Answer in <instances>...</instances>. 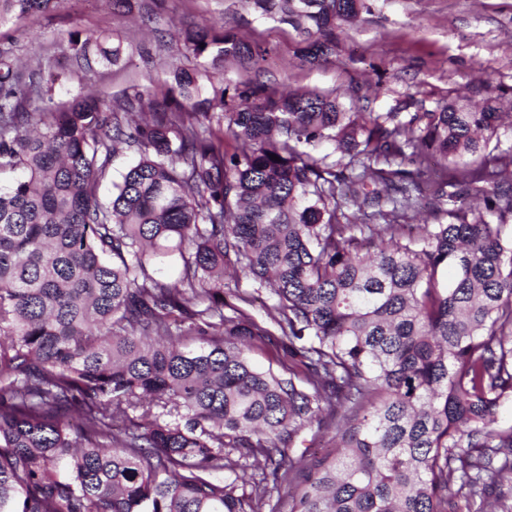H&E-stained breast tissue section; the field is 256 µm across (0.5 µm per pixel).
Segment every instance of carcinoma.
Here are the masks:
<instances>
[{
	"mask_svg": "<svg viewBox=\"0 0 512 512\" xmlns=\"http://www.w3.org/2000/svg\"><path fill=\"white\" fill-rule=\"evenodd\" d=\"M55 2L0 0V19ZM253 4L300 29L311 60L370 11ZM93 41L121 55L74 31L75 59L90 65ZM183 47L215 69L258 55L206 21ZM174 81L127 100L151 112L132 125L92 95L54 112L40 82L0 71V175H14L0 186V512H262L292 483L288 512H484L490 498L512 512V426L497 417L512 401V181L485 154L497 98L347 112L336 92L201 100L190 73ZM122 144L140 158L104 203ZM479 182L482 209L442 208ZM428 204L437 223L406 234ZM173 257L179 278H154ZM231 259L277 315L224 296ZM268 344L288 371L252 365ZM327 417L334 449L317 455L306 433Z\"/></svg>",
	"mask_w": 512,
	"mask_h": 512,
	"instance_id": "carcinoma-1",
	"label": "carcinoma"
}]
</instances>
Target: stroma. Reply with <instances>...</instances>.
Wrapping results in <instances>:
<instances>
[{
	"label": "stroma",
	"mask_w": 512,
	"mask_h": 512,
	"mask_svg": "<svg viewBox=\"0 0 512 512\" xmlns=\"http://www.w3.org/2000/svg\"><path fill=\"white\" fill-rule=\"evenodd\" d=\"M362 24L337 32L326 55L307 60L300 33L261 15L250 0H57L52 12L0 23V67L52 84L55 106L99 95L122 111L149 86L167 88L174 72L194 74L202 96L215 85L250 84L278 90L338 91L359 112L434 110L450 100L475 104L494 94L508 117L491 156L504 171L512 160V0H368ZM206 20L260 47L253 59L225 58L221 69L185 55V24ZM106 36L120 45L112 63L77 66L71 32Z\"/></svg>",
	"instance_id": "35a3bbf8"
}]
</instances>
